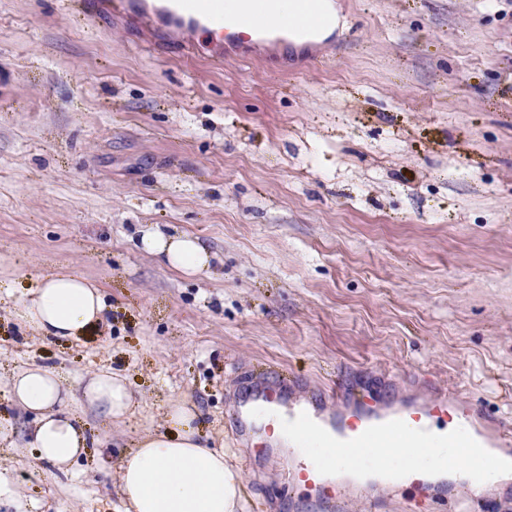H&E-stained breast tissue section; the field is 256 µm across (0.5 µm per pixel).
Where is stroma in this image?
Instances as JSON below:
<instances>
[{
	"instance_id": "stroma-1",
	"label": "stroma",
	"mask_w": 512,
	"mask_h": 512,
	"mask_svg": "<svg viewBox=\"0 0 512 512\" xmlns=\"http://www.w3.org/2000/svg\"><path fill=\"white\" fill-rule=\"evenodd\" d=\"M329 58L213 64L157 54L110 14L0 0V512H123L118 460L170 402L227 450L245 512L288 451L247 459L225 416L259 362L366 389L414 367L512 428V0H334ZM159 230L214 259L188 276ZM69 271L109 311L48 340L21 318ZM109 370L122 420L71 404L89 458L36 465L19 370ZM142 249L163 264L188 275L202 272L210 265L212 255L197 238L188 235H164L147 232L141 239Z\"/></svg>"
}]
</instances>
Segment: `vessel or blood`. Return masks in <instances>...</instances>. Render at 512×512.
Returning <instances> with one entry per match:
<instances>
[{
  "instance_id": "obj_1",
  "label": "vessel or blood",
  "mask_w": 512,
  "mask_h": 512,
  "mask_svg": "<svg viewBox=\"0 0 512 512\" xmlns=\"http://www.w3.org/2000/svg\"><path fill=\"white\" fill-rule=\"evenodd\" d=\"M111 6L130 25L174 34L172 49L185 57L202 48L241 56L288 41V28L270 19L246 29L237 21L218 24L223 0H112ZM226 416L249 454L292 438L288 470L275 495L298 499L302 512H347L354 501L379 512L384 489L410 492L415 503L432 507L448 506L462 494L479 512H493L488 486L466 472L492 467L497 449L512 447V429L488 427L481 405L455 389L438 386L429 395L401 399L382 388L368 400L344 377L313 389L294 372L270 364L259 365ZM309 431L327 439L336 477L325 474L308 451ZM392 449L407 454L394 473L387 463Z\"/></svg>"
}]
</instances>
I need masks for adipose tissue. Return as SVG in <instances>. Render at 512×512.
<instances>
[{"label": "adipose tissue", "instance_id": "adipose-tissue-1", "mask_svg": "<svg viewBox=\"0 0 512 512\" xmlns=\"http://www.w3.org/2000/svg\"><path fill=\"white\" fill-rule=\"evenodd\" d=\"M144 251L174 270L193 275L207 269L212 255L188 235L146 233ZM106 304L98 287L63 272L45 278L22 309L23 319L42 337L72 338L101 322ZM12 401L33 418L35 461L66 470L87 446L85 430L67 404L81 397L111 419H121L133 403L125 380L104 372L72 391L41 367L15 373ZM194 411L182 403L168 406L169 431L144 435L119 464L118 495L124 512H238L240 475L226 466L221 450L198 439Z\"/></svg>", "mask_w": 512, "mask_h": 512}]
</instances>
